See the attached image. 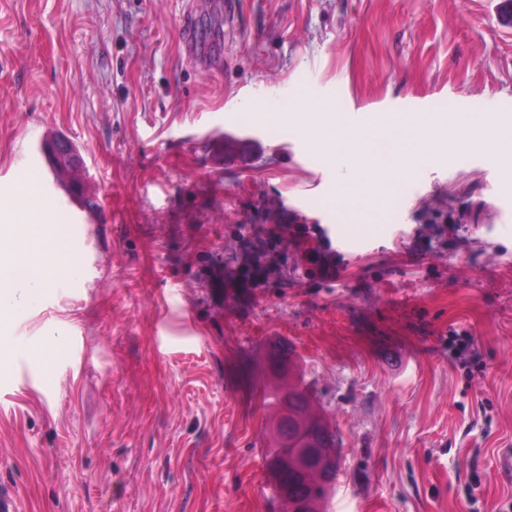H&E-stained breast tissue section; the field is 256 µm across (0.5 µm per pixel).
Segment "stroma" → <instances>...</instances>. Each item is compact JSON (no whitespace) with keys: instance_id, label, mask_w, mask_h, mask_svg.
<instances>
[{"instance_id":"35a3bbf8","label":"stroma","mask_w":512,"mask_h":512,"mask_svg":"<svg viewBox=\"0 0 512 512\" xmlns=\"http://www.w3.org/2000/svg\"><path fill=\"white\" fill-rule=\"evenodd\" d=\"M0 0V208L42 141L96 202L71 273L4 330L0 489L19 512H285L265 456L287 343L336 433L329 512H512V25L500 0ZM193 11L222 39L185 49ZM287 99L492 117L364 213ZM283 243L256 256V235ZM335 276L311 274L319 238ZM265 267L264 284L243 275ZM471 337L457 352L451 335ZM44 351L35 359L33 351Z\"/></svg>"}]
</instances>
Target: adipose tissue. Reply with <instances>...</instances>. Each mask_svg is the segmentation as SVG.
<instances>
[{
  "label": "adipose tissue",
  "mask_w": 512,
  "mask_h": 512,
  "mask_svg": "<svg viewBox=\"0 0 512 512\" xmlns=\"http://www.w3.org/2000/svg\"><path fill=\"white\" fill-rule=\"evenodd\" d=\"M253 120L287 123L333 157L338 167L349 170L345 180V199L353 212L362 211L383 191L367 171L379 168H401L427 156H438L444 142L459 150L475 146V139H462L456 132L460 119L441 120L428 113H413L408 118H392L383 122L378 135L367 130L347 132L340 116L310 106L308 111L264 112L252 108ZM406 127L405 137H398V127ZM26 198L19 211H0V224L7 228L0 239V317L19 312L29 300L60 274L66 272L73 259L70 244L59 236L46 206L28 186H21Z\"/></svg>",
  "instance_id": "ef3b65f1"
}]
</instances>
